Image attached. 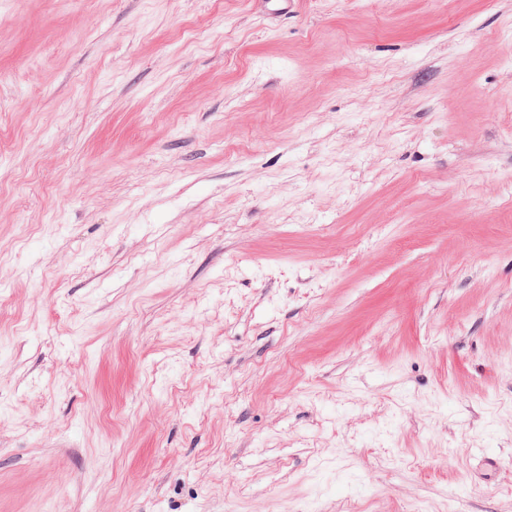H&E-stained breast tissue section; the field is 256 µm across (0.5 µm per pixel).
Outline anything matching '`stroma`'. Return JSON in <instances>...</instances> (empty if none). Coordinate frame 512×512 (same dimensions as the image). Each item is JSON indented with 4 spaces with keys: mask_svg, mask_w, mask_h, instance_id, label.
Masks as SVG:
<instances>
[{
    "mask_svg": "<svg viewBox=\"0 0 512 512\" xmlns=\"http://www.w3.org/2000/svg\"><path fill=\"white\" fill-rule=\"evenodd\" d=\"M52 507L512 512V0H0V512Z\"/></svg>",
    "mask_w": 512,
    "mask_h": 512,
    "instance_id": "obj_1",
    "label": "stroma"
}]
</instances>
